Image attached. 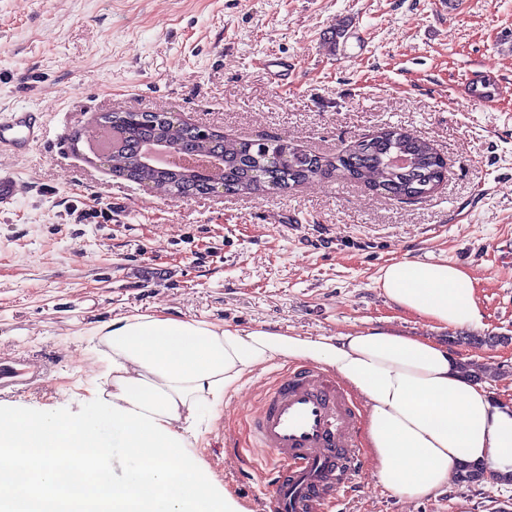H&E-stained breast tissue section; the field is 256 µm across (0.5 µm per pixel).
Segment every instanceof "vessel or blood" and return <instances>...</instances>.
Listing matches in <instances>:
<instances>
[{
	"label": "vessel or blood",
	"instance_id": "b4317fda",
	"mask_svg": "<svg viewBox=\"0 0 512 512\" xmlns=\"http://www.w3.org/2000/svg\"><path fill=\"white\" fill-rule=\"evenodd\" d=\"M42 134L27 112L0 119V155ZM253 447L272 465L269 512H323L325 503L356 472L358 419L333 377L302 365L281 376L251 415Z\"/></svg>",
	"mask_w": 512,
	"mask_h": 512
}]
</instances>
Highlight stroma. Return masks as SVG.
<instances>
[{"instance_id":"obj_1","label":"stroma","mask_w":512,"mask_h":512,"mask_svg":"<svg viewBox=\"0 0 512 512\" xmlns=\"http://www.w3.org/2000/svg\"><path fill=\"white\" fill-rule=\"evenodd\" d=\"M488 72L512 84V0H0V114L24 108L44 128L0 157L20 184L0 206V362L19 372L0 407L91 414L104 370L91 328L155 310L304 336H426L511 403L512 92L474 100ZM106 112H176L324 160L396 126L446 159V178L406 203L333 178L171 199L97 163ZM401 259L470 272L483 318L467 342L383 297L380 270ZM291 367L259 366L192 447L246 512H268L249 415ZM357 451L324 512H512V487L493 478L399 499Z\"/></svg>"}]
</instances>
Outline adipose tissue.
<instances>
[{
  "mask_svg": "<svg viewBox=\"0 0 512 512\" xmlns=\"http://www.w3.org/2000/svg\"><path fill=\"white\" fill-rule=\"evenodd\" d=\"M377 286L438 327L481 320L473 280L455 265L398 260ZM94 337L107 368L92 416L0 414V512H241L189 449L203 410L260 365L285 360L335 372L360 398L365 446L395 496L442 491L462 464L512 478V403L433 339L382 328L303 336L161 311L115 317ZM116 448L131 464L120 480L106 465Z\"/></svg>",
  "mask_w": 512,
  "mask_h": 512,
  "instance_id": "adipose-tissue-1",
  "label": "adipose tissue"
}]
</instances>
